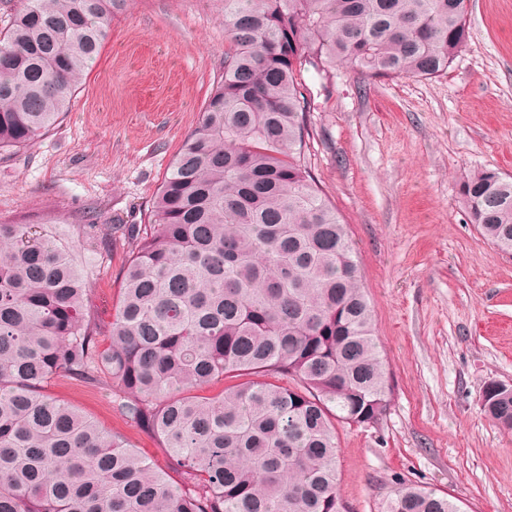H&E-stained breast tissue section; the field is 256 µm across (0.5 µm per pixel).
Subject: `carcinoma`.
Segmentation results:
<instances>
[{"instance_id": "obj_1", "label": "carcinoma", "mask_w": 512, "mask_h": 512, "mask_svg": "<svg viewBox=\"0 0 512 512\" xmlns=\"http://www.w3.org/2000/svg\"><path fill=\"white\" fill-rule=\"evenodd\" d=\"M126 2L21 0L0 33V150L57 123ZM468 13L469 0H224V79L150 222L126 228L134 250L106 334L77 246L0 224V512H343L336 425L384 414L391 389L347 225L311 176L298 76L338 63L374 80L439 77ZM459 198L512 253V177L475 170ZM100 232L81 224L77 240L92 248ZM58 377L111 382L112 408L159 440L170 472L51 396ZM483 410L511 432L512 386ZM384 512L460 508L411 485Z\"/></svg>"}]
</instances>
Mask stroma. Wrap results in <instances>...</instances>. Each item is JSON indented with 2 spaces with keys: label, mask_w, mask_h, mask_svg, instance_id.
<instances>
[{
  "label": "stroma",
  "mask_w": 512,
  "mask_h": 512,
  "mask_svg": "<svg viewBox=\"0 0 512 512\" xmlns=\"http://www.w3.org/2000/svg\"><path fill=\"white\" fill-rule=\"evenodd\" d=\"M448 72L371 81L339 65L303 72L318 185L356 243L391 383L386 413L338 428L346 512H382L405 485L462 512H512V434L481 410L512 384V254L467 224L462 178L512 175V0H470ZM224 0H128L69 110L35 144L0 151V224L113 227L89 307L109 328L154 192L224 76ZM50 393L167 468L153 436L112 409L108 385L56 378Z\"/></svg>",
  "instance_id": "1"
}]
</instances>
